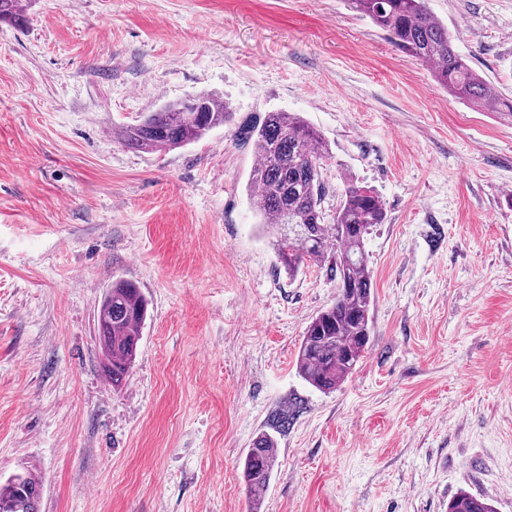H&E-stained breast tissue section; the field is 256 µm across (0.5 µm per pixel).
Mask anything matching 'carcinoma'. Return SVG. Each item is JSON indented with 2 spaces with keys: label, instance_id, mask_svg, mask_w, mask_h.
<instances>
[{
  "label": "carcinoma",
  "instance_id": "obj_1",
  "mask_svg": "<svg viewBox=\"0 0 512 512\" xmlns=\"http://www.w3.org/2000/svg\"><path fill=\"white\" fill-rule=\"evenodd\" d=\"M402 50L433 64L437 81L458 98L489 109L512 123V99L499 94L455 49L448 28L427 9L426 0H348ZM25 18L23 0H0V21ZM233 119L229 104L209 94L169 102L123 128L124 144L139 151H158L193 143ZM256 162L249 174L251 201L262 224L275 235L278 259L288 274L308 262H332L338 282L336 301L306 326L296 369L312 387L330 392L354 371L370 345L373 328L372 275L365 238L387 220L377 193L350 176L342 178L333 223H325L322 201L326 185L322 165L329 155L324 139L292 112H267L242 128ZM148 302L132 282L117 280L97 311L99 348L104 371L119 390L132 368ZM278 463L275 438L260 433L242 464L250 492L249 512H259L260 493ZM41 479L26 470L0 483V512H40ZM448 512H495L484 496L461 492L448 501Z\"/></svg>",
  "mask_w": 512,
  "mask_h": 512
}]
</instances>
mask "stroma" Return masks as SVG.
Masks as SVG:
<instances>
[{"label":"stroma","instance_id":"35a3bbf8","mask_svg":"<svg viewBox=\"0 0 512 512\" xmlns=\"http://www.w3.org/2000/svg\"><path fill=\"white\" fill-rule=\"evenodd\" d=\"M512 98V0H427ZM216 94L232 122L171 150L120 133ZM301 114L373 189L371 344L323 393L297 373L336 299L328 263L288 276L248 197L240 127ZM148 316L127 383L101 367L112 281ZM261 512H512V125L440 86L347 0H31L0 22V482L41 512H248L241 463L269 418ZM41 479L25 470L0 483V512H40ZM448 512H495L484 496L460 492L448 501Z\"/></svg>","mask_w":512,"mask_h":512}]
</instances>
